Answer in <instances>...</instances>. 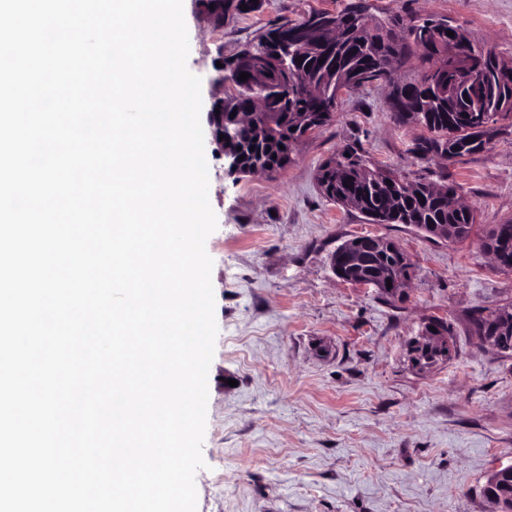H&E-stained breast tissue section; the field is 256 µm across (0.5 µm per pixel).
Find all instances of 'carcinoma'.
I'll return each instance as SVG.
<instances>
[{
	"mask_svg": "<svg viewBox=\"0 0 512 512\" xmlns=\"http://www.w3.org/2000/svg\"><path fill=\"white\" fill-rule=\"evenodd\" d=\"M335 21L333 47L296 46L288 51L287 68L265 73L261 82L251 76L245 81L234 77V92L224 97V130L234 132L231 145L242 156V172L285 169L305 133L301 117L317 110L325 114L316 124L319 131L334 121L342 91L374 81L388 86L396 121L413 122L429 132L424 142L410 149L413 154L434 152L454 161L489 149L503 122L512 127V115L503 111L512 100V80H503L493 51L471 42L469 63L432 72L437 46L450 40L448 20L437 18L432 26L428 16L407 22L398 14L382 19L351 6L335 12ZM284 27L283 23L270 25L248 49L260 54L278 45L280 40L273 36ZM413 59L419 62L415 77H394ZM263 95L266 112H256L254 100ZM233 112L237 116L232 118ZM247 112L254 116L242 127L238 114ZM318 182L326 198L358 210L373 224H406L428 238L436 237V229L446 225L459 241L468 239L476 224L474 211L451 204L448 193L458 195L456 184L409 183L397 172L371 164L354 145L319 167ZM482 248L507 250L512 258V220L489 225ZM403 260L393 243L386 240L379 245L373 237L362 236L338 247L332 265L345 272V280L373 286L388 276L409 277L410 266ZM475 326L479 331L494 327L499 351L512 357V323H500L491 311L480 314ZM491 491L501 512H512V477H504Z\"/></svg>",
	"mask_w": 512,
	"mask_h": 512,
	"instance_id": "cac0c4a2",
	"label": "carcinoma"
}]
</instances>
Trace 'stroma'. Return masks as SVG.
I'll use <instances>...</instances> for the list:
<instances>
[{
  "mask_svg": "<svg viewBox=\"0 0 512 512\" xmlns=\"http://www.w3.org/2000/svg\"><path fill=\"white\" fill-rule=\"evenodd\" d=\"M353 2L263 0L215 32L184 0L187 65L202 79L203 103L215 91L216 53L232 58L270 24ZM365 2L379 17H448L512 62V0ZM387 94L381 84L343 93L333 123L273 178L228 173L204 137L218 334L197 512H494L482 489L512 462V358L481 341L471 316L512 305V273L480 245L487 225L512 219V128L456 163L417 159L408 148L428 132L396 124ZM353 142L406 181L450 175L476 214L471 238L429 240L328 201L317 170ZM364 235L393 241L409 260L401 301L334 273L332 252ZM433 317L452 324L454 357L420 371L409 343Z\"/></svg>",
  "mask_w": 512,
  "mask_h": 512,
  "instance_id": "1",
  "label": "stroma"
}]
</instances>
